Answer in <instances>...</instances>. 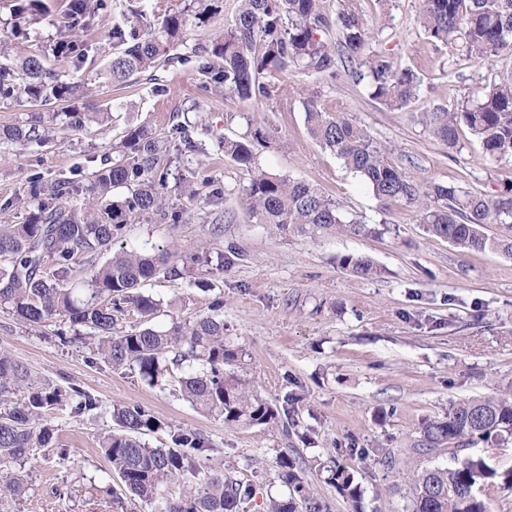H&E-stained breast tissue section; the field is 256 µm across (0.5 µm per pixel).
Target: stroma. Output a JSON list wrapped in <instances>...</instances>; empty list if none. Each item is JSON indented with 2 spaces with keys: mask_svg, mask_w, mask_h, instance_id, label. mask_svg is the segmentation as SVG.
Returning <instances> with one entry per match:
<instances>
[{
  "mask_svg": "<svg viewBox=\"0 0 512 512\" xmlns=\"http://www.w3.org/2000/svg\"><path fill=\"white\" fill-rule=\"evenodd\" d=\"M174 2L106 0L83 35L91 47L87 59L57 67L64 78L91 90L77 105L86 115L82 128L54 134L42 146L0 142V224L24 223L32 171L53 179L76 169L80 185H88L127 127L146 124L163 135L180 119L203 150L162 159L161 165L171 201L187 202L190 218L176 226L128 225L120 244L167 250L184 270L181 278L159 277L143 287L163 303L157 325L193 323L222 302L225 334L245 352L232 371L271 400L304 390L303 435L225 425L173 388L151 386L137 373L112 368L96 353L87 328L64 317L31 326L0 306V349L28 368L32 385L49 380L97 401L96 409L83 414L68 405L44 412V422L55 427L54 441L23 461L25 490L4 508L155 512V505L124 490L100 448L101 438L116 426L113 405L134 404L160 423L144 437L150 447L170 446V433L177 429L205 435L214 449L212 466L254 485L245 512H266L269 497H287L277 459L291 451L303 458L304 477L330 512L353 510L321 477L333 459L353 468L364 512H405L408 475L420 461L405 457L390 469L376 451L403 454L422 422L444 418L450 402L512 387V258L460 250L429 235L414 208L377 201L311 137L302 101L313 96L342 101L349 118L392 148L394 161L420 184L491 194L512 181V158L485 163L478 139L465 128L459 132L460 149L449 150L416 114L454 104L495 75L512 71V57L484 63L449 57L416 22L422 0H364L370 48L390 53L418 75V96L407 108L380 104L345 72L330 80L289 70L279 97L262 103L199 92L190 65L159 70L152 81L113 85L106 77L113 25ZM250 121L271 134L269 144L257 150L262 170L319 187L344 211L366 218L377 235H286L250 218L241 193L249 176L218 147L219 139L244 133ZM190 169L223 189V203L203 196L185 201L180 185ZM200 244L208 260L197 265L187 255ZM349 254L371 258L383 275L352 277L338 264ZM361 448L369 449L367 459H359ZM63 451L69 454L64 464Z\"/></svg>",
  "mask_w": 512,
  "mask_h": 512,
  "instance_id": "stroma-1",
  "label": "stroma"
}]
</instances>
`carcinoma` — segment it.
Segmentation results:
<instances>
[{
  "label": "carcinoma",
  "instance_id": "obj_1",
  "mask_svg": "<svg viewBox=\"0 0 512 512\" xmlns=\"http://www.w3.org/2000/svg\"><path fill=\"white\" fill-rule=\"evenodd\" d=\"M104 8L105 0H63L64 31L59 38L16 63H0V102L37 108L29 121L0 127V141L27 145L47 139L60 116L55 107H71L89 94V87L62 78L47 61H84L89 44L79 33L88 30ZM44 10L43 0H13L10 34L28 38ZM222 11L223 0H187L182 9L157 16L147 34L136 23L114 25L112 82L123 84L134 76L151 81L159 68L195 57L200 89L268 101L279 97L278 74L291 67L331 80L337 77L334 55L320 36L333 25L350 72L366 82L374 99L402 109L418 95V76L412 69L396 66L384 51L369 50L361 0H336L331 17L324 13L322 0H236L231 17L224 19L222 35L196 44L189 56L177 53L189 30L209 25ZM418 21L451 56L461 53L482 62L502 53L512 55V0H423ZM303 107L311 136L360 177L378 201L419 208L426 231L457 248L488 249L512 257V238L490 237L483 231L487 224L512 223V181L494 195L462 191L451 184L423 187L389 157L386 146L347 117L342 102L312 98ZM420 123L450 149L457 148L459 128L465 126L481 141L487 162L512 157V73L473 90L455 106L430 107L420 113ZM168 133L170 141L184 149H197L184 125L175 123ZM269 139L266 128L252 124L242 137L224 138L218 144L224 156L250 175L243 192L258 223L311 236L378 234L370 225L345 216L319 188L257 170L256 147ZM160 153L152 129L130 128L122 157L94 172L80 204L71 202L78 192L76 179L48 181L39 172L30 174L36 204L28 218L23 224L0 225V305H9L13 315L28 324L62 315L91 329L97 335V353L112 367L129 368L150 385L173 378L183 397L222 417L226 425L296 434L301 395L287 394L279 405L224 371V365L238 359V352L224 336L220 314L191 325L173 322L166 329L152 324L162 303L141 287L161 273L182 276L180 269L169 265L171 254L132 247L97 262L126 226L140 219L163 224L188 221V208L169 202ZM338 264L357 278L380 273L366 257L343 255ZM129 305L140 315V326L120 331L115 313ZM28 381V369L0 352V396ZM67 399L65 391L47 381L28 392L26 401L0 411V484L8 493L19 495L25 489V478L14 464L53 438L52 426L41 422L42 410ZM113 417L118 429L102 438L101 448L126 491L139 500H162L160 512H242V504L252 498L251 485L206 465V452L212 447L203 434L177 430L171 434L172 446L151 448L142 436L161 427L156 418L133 404L114 407ZM511 438L512 392L450 402L443 419L422 423L413 451L424 456L446 445L452 464L413 471L411 512H490L482 488L501 484L512 489V470L500 472L467 450L479 441ZM279 467L288 499H270L268 512H329L303 477L300 460L282 456ZM326 472V482L353 503L354 512H361L362 492L353 469L335 461Z\"/></svg>",
  "mask_w": 512,
  "mask_h": 512
}]
</instances>
